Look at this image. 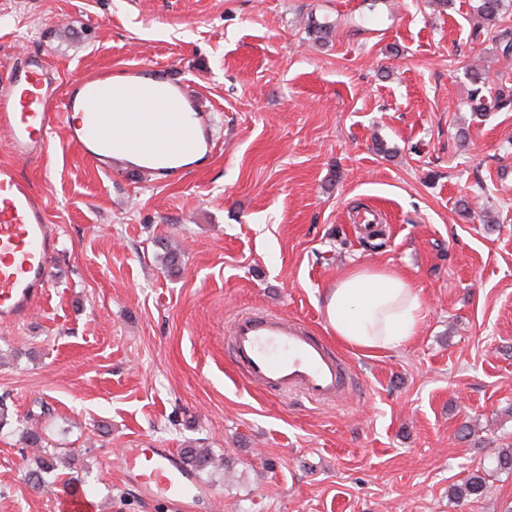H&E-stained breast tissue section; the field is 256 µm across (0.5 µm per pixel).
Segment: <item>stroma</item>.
I'll return each mask as SVG.
<instances>
[{"instance_id":"1","label":"stroma","mask_w":512,"mask_h":512,"mask_svg":"<svg viewBox=\"0 0 512 512\" xmlns=\"http://www.w3.org/2000/svg\"><path fill=\"white\" fill-rule=\"evenodd\" d=\"M475 0H0V84L32 51L58 89L166 67L214 118L208 163L167 181L96 168L64 127L14 161L59 234L30 317L0 324V512H55L26 429L96 512H168L127 448L212 456L194 512H507L512 472V8ZM381 14L379 33L365 19ZM480 82H473V74ZM178 243L179 267L158 239ZM406 274L418 336L366 354L341 401L284 400L237 373L229 325L282 313L326 334L325 289L359 266ZM486 473L483 496L454 488ZM23 439L30 448H35L38 454H35L34 464L29 472V481L32 488L36 491H42L54 484V481H48L45 475L51 473L55 467L51 461L53 454L45 445V439L42 434L33 429H27L24 432Z\"/></svg>"}]
</instances>
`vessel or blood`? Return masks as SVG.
<instances>
[{
	"label": "vessel or blood",
	"instance_id": "vessel-or-blood-1",
	"mask_svg": "<svg viewBox=\"0 0 512 512\" xmlns=\"http://www.w3.org/2000/svg\"><path fill=\"white\" fill-rule=\"evenodd\" d=\"M99 72L72 82L57 94L43 57L27 54L9 84L0 86V131L7 135L13 163L0 164V320L28 319L49 284V266L58 237L31 184L16 161L42 157L49 134L65 123L70 140L93 160L112 151L115 122L135 123L123 91L100 93ZM233 359L250 383L282 396L301 394L333 401L352 384L346 362L303 321L272 312L251 311L230 328ZM123 475L141 497L163 501L188 512L209 499V489L195 470L169 448H128Z\"/></svg>",
	"mask_w": 512,
	"mask_h": 512
}]
</instances>
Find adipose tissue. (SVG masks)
I'll list each match as a JSON object with an SVG mask.
<instances>
[{"label": "adipose tissue", "mask_w": 512, "mask_h": 512, "mask_svg": "<svg viewBox=\"0 0 512 512\" xmlns=\"http://www.w3.org/2000/svg\"><path fill=\"white\" fill-rule=\"evenodd\" d=\"M160 83L154 77L140 78L128 95L131 111L144 121L168 122L193 129V112L175 102L156 97ZM202 156L200 138L183 141L174 150L158 145L143 155L132 156L136 165L164 161L169 169L187 167ZM323 312L327 329L344 343L365 352L402 347L417 336L423 320V300L404 275L373 267H358L326 288Z\"/></svg>", "instance_id": "obj_1"}]
</instances>
